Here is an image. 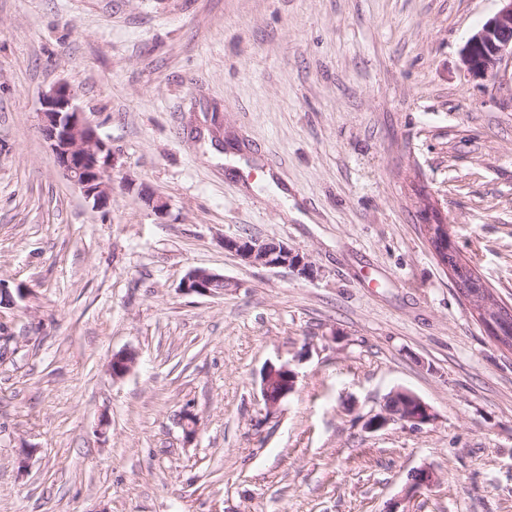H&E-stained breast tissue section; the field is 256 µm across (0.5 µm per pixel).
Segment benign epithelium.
<instances>
[{"label": "benign epithelium", "mask_w": 512, "mask_h": 512, "mask_svg": "<svg viewBox=\"0 0 512 512\" xmlns=\"http://www.w3.org/2000/svg\"><path fill=\"white\" fill-rule=\"evenodd\" d=\"M499 9L488 18L467 40L461 54L466 71L475 78L492 79L499 65L506 59L512 61V0H499ZM76 92L65 83H58L43 93L39 112L41 130L64 174L78 186L94 207L102 209L110 201L112 177L117 169V159L112 149L100 138L95 126L75 104ZM426 242L437 260L455 252L446 224L421 225ZM224 250L233 253L251 266L286 268L298 276L313 279L315 265L308 256L284 243L261 241L253 238H226ZM459 296L469 304L476 320L490 337L497 331L495 315L503 304L486 284L463 282L458 273H452ZM224 282V276L208 270L195 269L187 274L181 289L190 294L213 296L212 285ZM134 354L121 351L112 355L109 367L114 378L124 377L134 364ZM297 374L286 365L269 366L263 374L261 397L268 412H274L284 398L295 388ZM396 404L383 406L370 415L365 429L376 431L391 423L419 428L434 421L433 408L414 393L397 389L391 393ZM437 476L430 468H419L411 475L406 496L424 488H431Z\"/></svg>", "instance_id": "7a95c632"}]
</instances>
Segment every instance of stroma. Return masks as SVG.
I'll return each instance as SVG.
<instances>
[{
    "label": "stroma",
    "instance_id": "1",
    "mask_svg": "<svg viewBox=\"0 0 512 512\" xmlns=\"http://www.w3.org/2000/svg\"><path fill=\"white\" fill-rule=\"evenodd\" d=\"M497 8L0 0V283L29 291L0 307V512H512V351L419 230L433 203L512 304V65L461 62ZM63 82L118 156L103 209L40 130ZM195 269L223 295L183 293ZM270 364L297 374L272 413ZM399 388L434 421L367 431ZM224 249L247 265L286 268L306 279H313L317 275V269L307 255L284 243L253 238H225Z\"/></svg>",
    "mask_w": 512,
    "mask_h": 512
}]
</instances>
